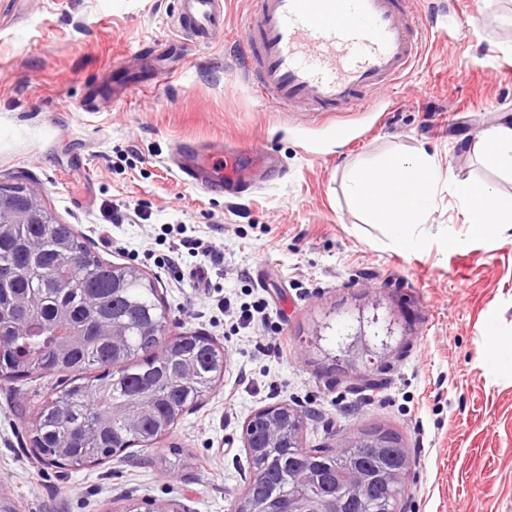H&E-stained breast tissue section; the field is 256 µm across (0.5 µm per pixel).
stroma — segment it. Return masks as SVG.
<instances>
[{
  "mask_svg": "<svg viewBox=\"0 0 512 512\" xmlns=\"http://www.w3.org/2000/svg\"><path fill=\"white\" fill-rule=\"evenodd\" d=\"M444 3L446 34L426 32L422 62L374 107L281 112L247 77L249 0H224L207 44L180 33L179 0H0V184L34 190L100 259L141 268L167 337L224 348L223 379L170 436L77 468L43 463L24 429L54 376L0 382V496L14 512L145 499L233 512L250 475L244 425L276 404L301 411L309 448L396 433L411 457L401 512H512V228L467 236L442 182L405 250L345 191L355 165L423 152L512 202V175L472 149L512 126V0ZM339 126L348 138L330 137ZM186 142L224 143L255 188L187 185L171 163ZM182 225L224 256L205 280L191 254L165 265ZM223 299L264 301L265 315L232 323Z\"/></svg>",
  "mask_w": 512,
  "mask_h": 512,
  "instance_id": "obj_1",
  "label": "stroma"
}]
</instances>
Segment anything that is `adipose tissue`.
I'll list each match as a JSON object with an SVG mask.
<instances>
[{"label":"adipose tissue","instance_id":"ef3b65f1","mask_svg":"<svg viewBox=\"0 0 512 512\" xmlns=\"http://www.w3.org/2000/svg\"><path fill=\"white\" fill-rule=\"evenodd\" d=\"M473 150L491 165L512 173V126H495L483 132ZM444 177L426 155H394L378 167H357L347 176V192L358 206L379 223L389 225L400 248L415 246L406 234L412 224L427 221L431 190ZM454 194L468 236H482L512 224V206H505L487 185L458 182Z\"/></svg>","mask_w":512,"mask_h":512}]
</instances>
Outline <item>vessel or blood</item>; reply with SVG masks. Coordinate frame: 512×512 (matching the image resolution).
<instances>
[{
	"label": "vessel or blood",
	"instance_id": "b4317fda",
	"mask_svg": "<svg viewBox=\"0 0 512 512\" xmlns=\"http://www.w3.org/2000/svg\"><path fill=\"white\" fill-rule=\"evenodd\" d=\"M248 76L292 112H346L379 98L418 61L417 0H251ZM199 43L224 28V0H181Z\"/></svg>",
	"mask_w": 512,
	"mask_h": 512
}]
</instances>
